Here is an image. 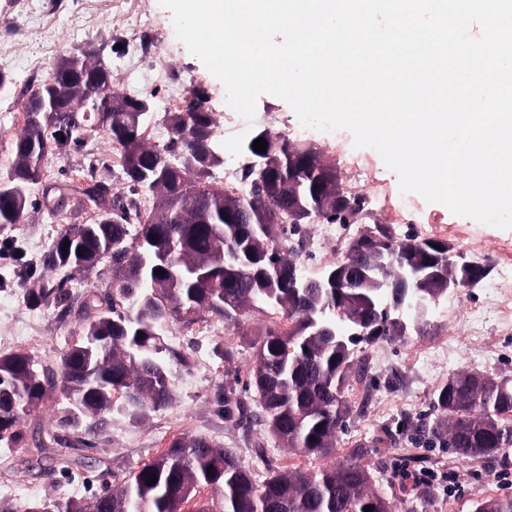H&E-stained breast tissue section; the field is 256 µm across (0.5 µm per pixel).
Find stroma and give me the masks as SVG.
Listing matches in <instances>:
<instances>
[{
	"instance_id": "stroma-1",
	"label": "stroma",
	"mask_w": 512,
	"mask_h": 512,
	"mask_svg": "<svg viewBox=\"0 0 512 512\" xmlns=\"http://www.w3.org/2000/svg\"><path fill=\"white\" fill-rule=\"evenodd\" d=\"M67 9L41 33L25 43H18L20 30L32 23L26 0H0V67L7 69L13 83L0 90V180L7 179L13 162V141L17 128L4 120L7 112L22 111L40 80L56 64L59 56L84 52L106 63L116 88H123L131 74L148 76L162 73L187 88L203 87L209 93L208 107L216 117L224 115V87L193 56L183 43L177 42L170 12L158 0H143V17L138 27L128 32L117 30L112 21L110 0H67ZM174 41L171 54L161 58L133 57L135 44H149L159 39ZM42 60L39 71H30L28 61ZM259 120L237 135L224 139V153L238 156L241 145L255 129L266 128L286 139H294L299 120L282 99L264 94L256 103ZM108 164L112 146L101 134L86 140L83 152L62 159H50L46 173L55 180H65L81 168L85 158ZM28 221L8 230L17 252L35 259L52 241L62 225L77 221L76 213L51 215L40 191H32ZM419 214L428 216V223H419L417 216L404 214L395 231L399 237L418 236L447 241L453 254L488 265L485 282L459 290L454 316L433 310L426 332L404 340L383 341L363 352L368 364L366 382H350L345 396L353 414L348 426L339 435V445L353 447L356 440L376 441L377 446L366 458L378 486L397 498L399 512H408L412 502L428 499V512H470L474 501L487 494L512 496V450L486 462H470L454 457L447 449L425 447L416 427L432 423V393L448 373L467 369L492 375H512V319L488 316L481 334H473L471 318L486 306L491 287L501 290L503 300L512 301V263L504 264L503 253L512 247V230H504L459 216L440 203L418 199ZM484 245L481 255H474L472 240ZM31 337L38 342L35 354L43 364L55 365L60 353L80 327L74 316L60 317L57 312L38 310L28 305L19 288H0V352L6 351V338L14 334ZM452 334L455 350L448 355L418 363L412 349L430 348L445 334ZM176 347H194L196 358L209 359V366H195L191 373L177 381L178 401L172 407L154 413L142 425L123 418L107 417L96 423L94 444L90 447L65 448L63 458L81 460L72 476L62 472L61 461L35 466L32 475H25L23 465L30 460L26 448H0V488H11L12 499H53L62 494L82 493L86 480H98L109 473L113 482H120L129 473L152 460L173 437L183 433L204 435L229 448H239L247 465L256 473H264L267 465L287 466L303 471L317 470L320 461L313 457L288 452L268 433L261 410L249 404L248 412L238 425L224 420L219 399L225 390L241 389L245 369L251 358L250 339L226 334L220 340H197L194 330L172 327L167 336ZM232 350V362L214 358L215 344ZM262 445L265 460H257L255 445ZM433 469L453 471L459 477V489L451 496L442 491H428L403 484L398 469Z\"/></svg>"
}]
</instances>
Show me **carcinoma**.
<instances>
[{"label":"carcinoma","instance_id":"carcinoma-1","mask_svg":"<svg viewBox=\"0 0 512 512\" xmlns=\"http://www.w3.org/2000/svg\"><path fill=\"white\" fill-rule=\"evenodd\" d=\"M207 98L204 88L195 87L180 110L166 113L171 137L160 145L146 143L144 135L154 116L151 99L116 90L101 61L89 65L66 54L30 94L24 127L13 142L14 166L0 181V230L26 222L32 187L43 182L49 159L82 150L79 130L97 120L119 151L123 191H115L111 177L93 164L65 183L45 186L57 212L78 211L89 200L103 205L105 214L63 225L40 258L43 268L63 276L41 280L26 294L27 302L76 314L82 332L54 369L25 351L0 353V445L31 448L41 462L54 459L58 446L92 444L94 431L81 429L86 417L117 414L132 424L147 422L175 401L178 376L195 366L191 353L165 341L169 328L218 319L256 337L243 393L224 392V421L243 418L249 393L282 447L327 463L314 472L271 467L259 481L241 449L186 435L133 470L117 491L105 481L89 498L17 505L4 499L0 512H183L202 488L211 496L196 512H363L367 505L371 512H397L396 498L375 488L362 462L368 445L359 441L342 454L336 448L352 414L345 388L352 377L366 379L365 362L358 358L363 349L425 325L411 317L400 322L395 310L366 305L386 276L383 254L396 249L410 265L432 269L450 247L434 238L401 239L375 220L369 224L370 250L352 257L367 277L352 280L346 268V284L338 291L314 284L300 291L288 287V270L299 266L296 241L303 228L359 224L366 217L363 203L349 193L328 197L325 189L336 185V168L321 165L310 147L271 140L263 128L242 154L256 155L253 142L263 138L272 167L259 173L241 166L237 194L243 209L225 208L228 192L214 179V170L224 165V141L215 115L204 107ZM150 196L160 197V205L141 209ZM151 239L170 260L160 264L164 274L149 280L146 309L153 322L143 323L140 241ZM101 265L108 267L105 289L76 292L74 286ZM488 274L479 263L470 272L444 265L421 295L434 304L451 291L477 286ZM355 299L368 335L317 330L322 312ZM267 314L280 315V323L266 324ZM48 401L57 411L59 434L25 427ZM431 408V446L470 461L512 448V376L455 370L436 386ZM153 474L157 481L149 486ZM472 512H512V497L485 496Z\"/></svg>","mask_w":512,"mask_h":512}]
</instances>
